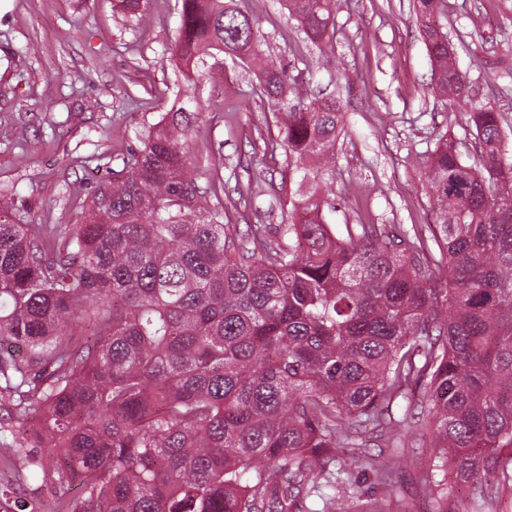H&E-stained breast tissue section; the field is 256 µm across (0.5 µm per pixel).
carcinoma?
<instances>
[{
  "label": "carcinoma",
  "instance_id": "1",
  "mask_svg": "<svg viewBox=\"0 0 512 512\" xmlns=\"http://www.w3.org/2000/svg\"><path fill=\"white\" fill-rule=\"evenodd\" d=\"M170 57L259 66L276 139L301 165L288 223L241 232L194 173L195 96L166 113L81 224H20L0 202V409L37 420L18 477L51 466L65 512H293L304 491L341 512L350 480L328 462L415 429L433 467L484 512L512 482V118L475 100L448 50L444 0H413L433 94L468 106L471 146L448 133L425 161L430 235L401 224L336 232L331 183L343 100L312 96L265 62L240 0H178ZM313 46L336 0H287ZM470 35L486 40L474 6ZM473 66L512 64L472 51ZM421 389L418 415L380 406ZM330 492L325 493L323 489Z\"/></svg>",
  "mask_w": 512,
  "mask_h": 512
}]
</instances>
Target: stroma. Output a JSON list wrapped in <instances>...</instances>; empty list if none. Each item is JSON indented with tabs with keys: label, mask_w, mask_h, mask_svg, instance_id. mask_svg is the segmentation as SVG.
<instances>
[{
	"label": "stroma",
	"mask_w": 512,
	"mask_h": 512,
	"mask_svg": "<svg viewBox=\"0 0 512 512\" xmlns=\"http://www.w3.org/2000/svg\"><path fill=\"white\" fill-rule=\"evenodd\" d=\"M491 17L487 55L512 46V0H484ZM268 60L292 63L285 38L296 33L285 0H246ZM147 27L122 12L120 0H0V197L14 200L26 224H77L92 190L123 167L141 137L193 88L207 113L190 145L200 183L219 177L224 206L239 229L268 228L288 219V159L269 154L276 137L273 109L246 63L180 73L167 48L179 23L177 0H149ZM334 51L315 55V88L341 93L350 104L337 145L327 220L346 224L433 223L424 160L436 137L470 135L466 109L430 92L433 66L412 12V0H339ZM457 66L480 101L512 109L494 95L504 75L472 69L465 47ZM147 107L131 110L124 88ZM14 444L0 434V512H56L52 482L37 472L12 474ZM372 466L352 477L347 512H372L383 494L377 472L390 470L394 507L455 512L468 494L454 475L432 472L424 438L401 448L366 449Z\"/></svg>",
	"instance_id": "1"
}]
</instances>
